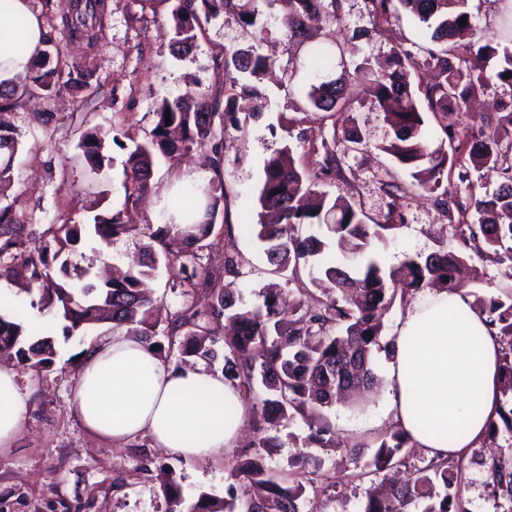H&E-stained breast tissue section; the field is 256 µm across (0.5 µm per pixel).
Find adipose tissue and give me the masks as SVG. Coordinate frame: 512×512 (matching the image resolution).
Masks as SVG:
<instances>
[{
	"label": "adipose tissue",
	"instance_id": "ef3b65f1",
	"mask_svg": "<svg viewBox=\"0 0 512 512\" xmlns=\"http://www.w3.org/2000/svg\"><path fill=\"white\" fill-rule=\"evenodd\" d=\"M46 30L28 0H0V90L33 66ZM395 417L419 447L456 456L485 434L499 405L500 346L463 292L430 291L392 339ZM30 394L0 365V449L16 440ZM74 411L91 433L119 444L144 433L169 454L203 459L241 436V394L222 373L175 367L123 330L89 347L73 381Z\"/></svg>",
	"mask_w": 512,
	"mask_h": 512
}]
</instances>
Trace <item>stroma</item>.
<instances>
[{
	"label": "stroma",
	"instance_id": "stroma-1",
	"mask_svg": "<svg viewBox=\"0 0 512 512\" xmlns=\"http://www.w3.org/2000/svg\"><path fill=\"white\" fill-rule=\"evenodd\" d=\"M66 3L29 0L32 12L60 47L63 61L88 71L90 90L76 94L64 88L36 104L19 97L11 100L21 148L13 161L6 199L29 232L41 233L49 224H88L95 215L122 208L125 162L136 143L149 136L156 105L195 83L209 92H222L225 54L255 45L272 65V77L263 84L270 108L224 134V196L214 245L201 259L202 265L218 266L229 247L247 259L245 274L235 285L241 306L260 304L258 291L272 279L262 245L250 226L258 221L265 161L286 146L293 149L297 164L312 173L319 170L324 147L343 154V176L324 180L321 189L332 199L361 201L372 218L386 201L385 185H408V193L399 200L403 224L385 232L372 249L385 267L399 266L410 255L435 252L443 242L460 248L455 235L442 233L449 220L440 193L412 188L408 170L379 150L389 127L366 83L353 72L363 56L382 60L396 49L417 54L429 46V31L398 0H391L386 21L379 19L373 0H338L335 18L312 26L304 44L289 40L279 6L264 8L253 26L227 14L198 30L195 47L186 56L173 55L169 49L170 0H102L91 42L72 37L62 25L60 15ZM311 43L331 49L328 74L343 78L350 116L360 125L366 146L347 149L342 127L333 118L299 111L309 89L306 64ZM509 98L512 87L491 82L469 111L453 113L449 121L456 129L478 132L483 113ZM90 129L113 138L110 160L99 172L91 169L79 147ZM187 167L205 177L210 174L205 152L199 148L173 158H156L148 197L133 210L137 223L158 222L160 202ZM143 241V236L126 235L104 244L89 237L79 244L73 262L83 268H97L105 261L121 265L138 255ZM480 268L482 279L463 283L468 295L488 298L512 292V262H484ZM0 293L7 295L11 314L52 332L57 350L53 367L39 373L18 371L22 386L30 392V408L14 444L0 449V512H167L160 471L164 464L180 477L186 499L203 491L224 497L237 448L205 459H183L157 448L145 434L115 444L82 426L73 409L71 383L81 368V351L110 334V326L67 339L61 334L60 320L38 293L21 291L4 279ZM329 414L342 447L310 444L309 430L297 417L276 431L278 446L266 462L284 470L299 455L320 458L322 467L306 486L303 512H360L366 488L383 476L361 475L349 446L361 442L366 453H373L380 436L395 426L387 390L379 388L361 407L335 406ZM492 455V450L476 446L454 458L466 512H512V501L494 499L486 488V472L479 461Z\"/></svg>",
	"mask_w": 512,
	"mask_h": 512
}]
</instances>
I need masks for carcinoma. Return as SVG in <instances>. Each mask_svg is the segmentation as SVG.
Instances as JSON below:
<instances>
[{
    "mask_svg": "<svg viewBox=\"0 0 512 512\" xmlns=\"http://www.w3.org/2000/svg\"><path fill=\"white\" fill-rule=\"evenodd\" d=\"M280 4L284 11L291 40L305 39L306 29L318 22L325 6L336 0H173L170 23L173 47L178 52L190 50L196 31L233 12L247 26L256 24L262 14L259 2ZM469 0H400L403 8L431 30L430 39L439 49L427 50L423 64L438 72V81L418 90L411 88L407 68L420 62L408 52L392 53L381 67L373 69L368 58L355 67V74L368 82L372 96L383 112L391 131L380 150L406 166L412 185L423 191L439 188L445 168L454 167L457 154L468 155L476 169H498L503 181L493 191L476 192L469 185L467 201L455 200L461 216L474 212L477 221L453 227L462 243L460 250L430 254L424 261L407 259L398 268H385L369 254L373 240L381 232L396 228L402 213L393 208L394 200L405 193L400 184L389 186L392 198L383 220L371 224L360 203L338 198L331 200L319 189L320 182L340 169L336 151L321 143L325 158L318 173L312 175L296 165L293 151L285 146L264 165V182L260 190V215H271L270 221L251 225L263 244L268 264L278 274L309 271L313 284L306 300L283 310L278 293L263 289L262 306L248 310L235 299V280L243 275L245 258L237 253H224V264L218 268L199 263L200 252L208 248L214 230L213 217L224 190L220 182L224 166V132L239 126L237 99L249 97L253 111L260 113L268 106L261 89L269 67L266 56L255 45L224 55V97L211 95L195 86L157 105L150 138L136 145L130 153L123 183L126 202L136 203L147 191L148 180L157 154L189 151L195 147L211 148L212 176L203 183H191L166 203L169 221L148 224L147 241L142 244L144 259L123 274L102 282L89 277L90 270L70 274V257L88 231L104 243L122 235L137 234L140 225L125 220V210L108 215L97 214L93 223L51 224L41 234L26 232L18 223L13 204L0 206V279L17 283L20 289L36 291L42 300L54 305L64 323L66 335L86 333L100 324L124 329L127 335L146 345L156 354L176 348L184 358V366L193 367L191 358L214 361L213 325H224V375L239 390L253 391L261 381L267 397L263 399L265 423L271 427L301 417L310 431L309 439L321 448H339L335 427L325 414L340 399L345 385L361 395L375 390L381 378L375 370L374 353L391 351L382 342L383 318L397 292H419L431 286L448 292L459 289L458 274L472 256L499 263L512 261V99L501 111L485 118L479 136L458 133L448 127L443 132L456 143L452 154L429 149L425 120L417 95L427 102L428 111L437 114L450 110L463 111L469 99L484 90L493 79L512 86V30L484 36L476 45L464 48L448 46L463 29L472 27ZM98 8L97 0L77 2L62 17L63 25L76 37L88 35V24ZM465 27H460L461 19ZM500 59L494 74L483 75L487 63ZM327 58L315 49L310 57L311 83L306 94V107L331 115L348 111L343 102L342 87L334 79L323 76ZM510 78H504V75ZM62 87L79 91L89 88L81 80V71L71 64L61 66L60 51L45 41L35 67L12 89L21 95L50 96ZM170 120H165V117ZM107 134L88 130L82 139L83 156L92 168L101 170L108 156ZM20 142L9 113L0 104V196L10 182L12 160ZM204 203L201 220H196L199 203ZM305 224L326 228L327 240L303 235ZM337 252L324 256L331 242ZM165 266L173 285L189 296L198 290L208 294L204 309L185 302L171 312L164 303L147 292L159 266ZM472 307L486 315L496 330L501 345L500 394L497 418L486 428L483 441L494 443L501 432L512 436V295L478 297ZM15 356L26 369L40 370L54 364L56 351L49 337L31 332L24 322L0 314V354ZM412 437L396 429L383 437L370 459L363 465L366 472H381L399 463ZM275 447L266 435L258 437L241 450L232 477L240 483L229 484L227 496L217 498L206 492L198 494L189 512H302L301 505L309 475L320 470L321 460L299 456L286 471L266 464L262 449ZM487 486L494 498L512 501V459H497L487 466ZM170 504L168 512H180L185 502L183 486L172 476L163 486ZM362 512H466L460 489L454 480V461L432 458L412 471L403 484L372 485L365 491Z\"/></svg>",
    "mask_w": 512,
    "mask_h": 512,
    "instance_id": "1",
    "label": "carcinoma"
}]
</instances>
